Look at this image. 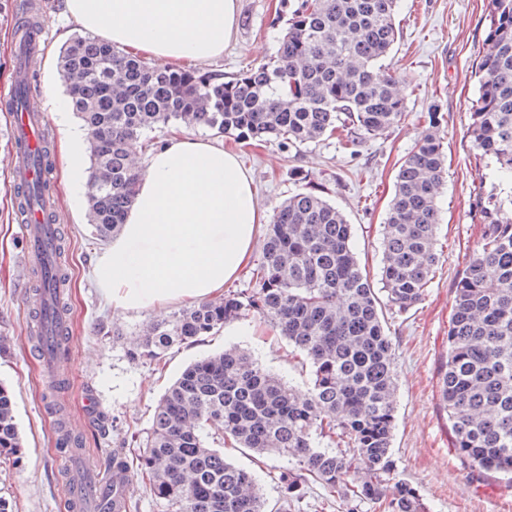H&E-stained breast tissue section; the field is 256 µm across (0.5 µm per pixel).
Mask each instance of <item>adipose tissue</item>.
<instances>
[{"label":"adipose tissue","mask_w":512,"mask_h":512,"mask_svg":"<svg viewBox=\"0 0 512 512\" xmlns=\"http://www.w3.org/2000/svg\"><path fill=\"white\" fill-rule=\"evenodd\" d=\"M64 13L125 52L202 63L223 55L237 0H64ZM264 222L237 155L173 134L147 156L121 230L91 273L122 311L205 301L247 264Z\"/></svg>","instance_id":"ef3b65f1"}]
</instances>
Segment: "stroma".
I'll list each match as a JSON object with an SVG mask.
<instances>
[{
    "label": "stroma",
    "mask_w": 512,
    "mask_h": 512,
    "mask_svg": "<svg viewBox=\"0 0 512 512\" xmlns=\"http://www.w3.org/2000/svg\"><path fill=\"white\" fill-rule=\"evenodd\" d=\"M25 0H0V91L8 90L15 72L14 30L24 17ZM237 27L221 57L208 67L233 78L249 65L274 56L283 35L287 7L294 0H237ZM46 18L42 51L31 60L26 88L28 110L38 111L51 150H58L63 131L83 133L74 112L42 109L45 95L65 98L59 67L60 32L79 36L69 27L62 0H39ZM401 37L385 61L389 73L405 76V118L382 136L347 149L337 138L300 148L269 141L246 148L223 137L251 174L259 208L265 215L303 186L321 187L326 199L343 211L353 226V245L362 266L376 271L386 212L394 190L398 163L426 130V113L438 105L448 149V174L438 206L439 263L418 307L390 321L396 348V426L393 453L397 469L390 491L409 482L430 512H512V482L493 473L472 470L449 446L448 420L440 405L437 372L447 349L448 320L459 273L481 233L474 217L480 163L466 135L469 109L476 93L470 77L485 45L484 0H399ZM13 104L0 100V384L15 397L16 420L25 454L16 460L0 456V495L15 512H64L66 481L57 464V421L47 414L42 367L33 355L28 320L33 284L22 263L26 242L19 231L16 186L7 159L14 150ZM55 222L66 241L72 355L58 386L63 410L77 414L80 394L92 388L99 408L83 438L90 463L103 464L113 449L126 447L131 434H146L165 388L190 363L235 346L268 371L299 389L307 377L287 341L258 319L231 322L217 335L168 352L164 368L129 360L126 350L143 327L155 321L151 310H113L91 276L92 262L104 245L86 220L85 195L73 194L52 167Z\"/></svg>",
    "instance_id": "35a3bbf8"
}]
</instances>
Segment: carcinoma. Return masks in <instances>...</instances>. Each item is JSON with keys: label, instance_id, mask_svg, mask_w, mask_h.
Here are the masks:
<instances>
[{"label": "carcinoma", "instance_id": "1", "mask_svg": "<svg viewBox=\"0 0 512 512\" xmlns=\"http://www.w3.org/2000/svg\"><path fill=\"white\" fill-rule=\"evenodd\" d=\"M485 51L472 76L478 96L467 137L483 161L475 215L483 224L456 283L439 399L451 448L470 467L512 480V0H485ZM398 0H301L269 62L226 81L219 73L157 66L99 39L76 37L60 50L70 108L88 141L87 220L96 239L117 235L141 172L129 157L173 123L204 127L241 143L299 148L336 132L351 145L400 123L399 79L379 72L400 36ZM40 21L17 28L19 57L37 51ZM429 132L401 160L384 224L374 287L351 244L352 225L318 190L302 188L265 225L251 287L189 305L145 325L127 351L158 366L176 345L213 336L230 321H268L309 368L301 395L236 347L187 366L158 400L150 431L112 449V512H139L128 496L137 479L170 512H291L313 484L374 512H429L395 473V348L387 315L422 300L439 263L437 200L446 175L438 106ZM48 180L18 196V213L45 210ZM62 238L33 270L43 289L67 281ZM285 459L280 496L268 505L250 471L226 458ZM0 454L19 460L23 440L9 389L0 386Z\"/></svg>", "mask_w": 512, "mask_h": 512}]
</instances>
